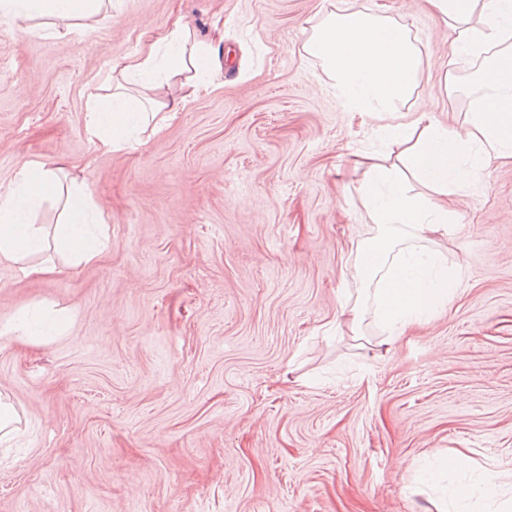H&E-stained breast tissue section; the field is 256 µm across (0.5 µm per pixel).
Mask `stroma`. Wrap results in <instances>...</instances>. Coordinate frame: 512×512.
Returning a JSON list of instances; mask_svg holds the SVG:
<instances>
[{
    "label": "stroma",
    "mask_w": 512,
    "mask_h": 512,
    "mask_svg": "<svg viewBox=\"0 0 512 512\" xmlns=\"http://www.w3.org/2000/svg\"><path fill=\"white\" fill-rule=\"evenodd\" d=\"M424 57L397 114L461 125L447 27L425 0H350ZM339 0H112L73 21L0 24V185L18 159L63 166L109 215L108 249L23 275L0 260V326L64 311L42 343L0 341V392L29 434L0 447V512H444L449 485L512 490V162L442 203L427 245L462 280L446 309L381 347L354 275L366 232L356 155L398 162L303 47ZM224 60L137 149L100 156L88 99L175 16ZM363 309L352 329L345 305ZM461 469H441L444 457Z\"/></svg>",
    "instance_id": "stroma-1"
}]
</instances>
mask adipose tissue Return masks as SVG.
Listing matches in <instances>:
<instances>
[{
    "label": "adipose tissue",
    "mask_w": 512,
    "mask_h": 512,
    "mask_svg": "<svg viewBox=\"0 0 512 512\" xmlns=\"http://www.w3.org/2000/svg\"><path fill=\"white\" fill-rule=\"evenodd\" d=\"M448 28L452 53L444 73L455 86V71L464 56L492 52L476 72L480 92L464 130L431 120L421 113L420 133L407 157L409 170L429 195H411L401 186L397 169L371 163L359 193L372 235L356 245L355 272L374 288L375 315L390 333H403L430 319L453 298L461 270L433 253L399 247L403 232L429 241L447 233L453 212L439 197L464 189L476 167L512 158V0H428ZM104 0H0V22L57 18L85 28L95 22ZM306 55L321 61L332 87L351 112L368 114L384 123L394 138L409 127L385 123L397 105L413 93L423 65L421 50L406 27L392 18L349 8L330 13L304 46ZM222 67L217 50L193 40L187 24L174 21L146 50L129 56L112 78V91L94 98L84 116L88 138L102 154L135 149L145 132L157 133L174 118L178 105L163 100L158 90L165 75H184L188 96L208 92ZM62 166L35 160L18 164L9 185L0 190V258L19 265L23 273L49 272L33 267L30 256L51 250L67 263H90L106 249L107 219L92 206L84 186L62 184ZM62 203L65 219L54 229L31 223L32 210L43 200ZM372 262H364V255ZM59 325L54 311L23 313L0 326V339L30 341L52 335Z\"/></svg>",
    "instance_id": "ef3b65f1"
}]
</instances>
